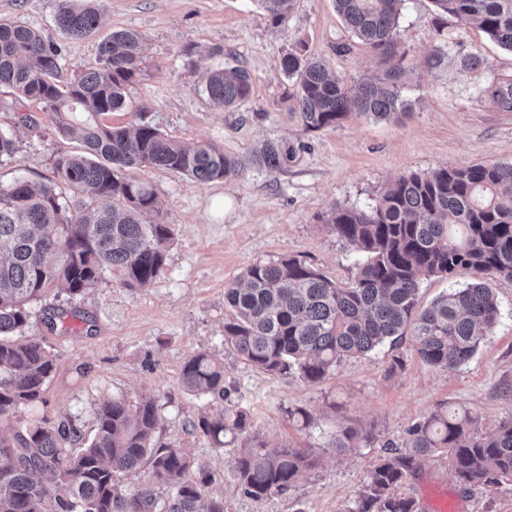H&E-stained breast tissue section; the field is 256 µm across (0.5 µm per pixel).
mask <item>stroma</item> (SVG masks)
<instances>
[{"label": "stroma", "instance_id": "1", "mask_svg": "<svg viewBox=\"0 0 512 512\" xmlns=\"http://www.w3.org/2000/svg\"><path fill=\"white\" fill-rule=\"evenodd\" d=\"M57 8L58 0H0V20L52 39L62 49L65 75L94 63L100 40L112 31L143 37L141 73L107 123L143 119L184 145L211 142L242 158L275 140L294 145L297 157L276 172L252 169L205 184L164 169L140 171L174 229L164 270L134 290L104 275L66 302L79 316L53 332L42 317L54 297L32 303L24 335L52 352L56 368L42 402L19 411L17 423L70 420L88 433L102 402L151 397L159 407L157 445L184 449L205 467L213 476L209 492L223 498L225 512H349L371 462L386 445L404 446L408 428L426 414L467 410L482 433L512 418V280L489 279L500 317L475 356L451 372L425 365L409 336L397 348L344 359L317 384L259 371L224 343V290L256 262L293 255L335 282L353 280L357 253L326 226L333 208L367 205L404 174L512 163V112L498 111L484 94L492 81L512 77V51L454 16H437L431 0H404L401 96L410 113L398 120L354 114L339 127L306 133L293 113L295 86L278 70L283 54L302 47L352 84L380 69L378 57L346 30L333 0H295L278 27L257 0H101L98 29L80 39L57 28ZM436 53L441 61L434 66ZM473 54L480 66L464 69ZM233 66L249 71L251 95L234 109L215 108L203 75ZM19 109L30 123H18ZM0 130L17 145L12 157L0 159L3 188L21 178L52 180L56 157L78 151L41 103L17 105L4 89ZM198 353L223 361L226 401L209 403L183 387L182 366ZM226 405L246 409L250 435L268 447L315 449V467L288 493L258 501L245 495L232 465L237 444H216L188 426L200 411L216 414ZM299 408L310 417L304 429L292 417ZM346 426L363 429L368 439L343 456L328 442ZM399 492L414 497L420 512H431L434 495L454 500L458 512H512V478L464 487L442 455L421 459Z\"/></svg>", "mask_w": 512, "mask_h": 512}]
</instances>
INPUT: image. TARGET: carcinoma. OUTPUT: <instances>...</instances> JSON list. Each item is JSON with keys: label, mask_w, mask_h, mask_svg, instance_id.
Segmentation results:
<instances>
[{"label": "carcinoma", "mask_w": 512, "mask_h": 512, "mask_svg": "<svg viewBox=\"0 0 512 512\" xmlns=\"http://www.w3.org/2000/svg\"><path fill=\"white\" fill-rule=\"evenodd\" d=\"M99 0H58L56 21L74 38L99 24ZM270 23L287 19L294 0H258ZM404 0H334L337 14L360 43L387 67L352 88L326 62L295 47L279 68L297 86L294 114L305 132L340 125L356 113L389 119L407 113L401 97L399 18ZM438 15L477 25L512 51V0H432ZM142 36L117 30L99 44L95 62L63 76L61 51L41 32L0 21V89L17 101L36 100L58 133L82 152L60 156L56 180H17L0 188V512H224L210 495L211 474L179 449L154 445L158 408L152 398L118 397L100 404L94 433L73 422L1 425L43 400L55 369L52 353L20 333L30 304L49 294L73 299L109 272L129 289L152 283L164 270L173 229L161 219L152 186L127 171L160 168L198 182L240 177L246 169L279 170L296 157L292 145L263 143L243 162L212 143L186 147L143 120L112 126L101 117L121 110L141 72ZM205 90L211 103L233 109L251 93L242 67L213 70ZM501 112H512V78L485 88ZM85 196L67 197L63 188ZM327 227L362 255L344 286L313 263L279 257L247 267L224 291V343L253 367L306 383L325 380L347 357L364 356L414 336L417 354L433 369L454 371L477 352L494 327L500 305L487 279L512 280V164L437 168L398 177L365 207H338ZM460 270L478 278L452 287L418 308L420 284ZM185 389L224 398V364L200 353L182 369ZM478 419L442 408L415 422L408 439L378 458L348 512H419L417 501L395 494L413 465L443 453L456 480L488 486L512 478V420L490 435ZM218 444L248 432L242 409L191 421ZM366 435L345 427L329 446L339 455L360 448ZM149 481L127 492L114 476L142 463ZM316 464L310 448L271 450L245 439L233 460L244 493L261 500L285 493ZM172 495L159 503L154 486Z\"/></svg>", "instance_id": "1"}]
</instances>
